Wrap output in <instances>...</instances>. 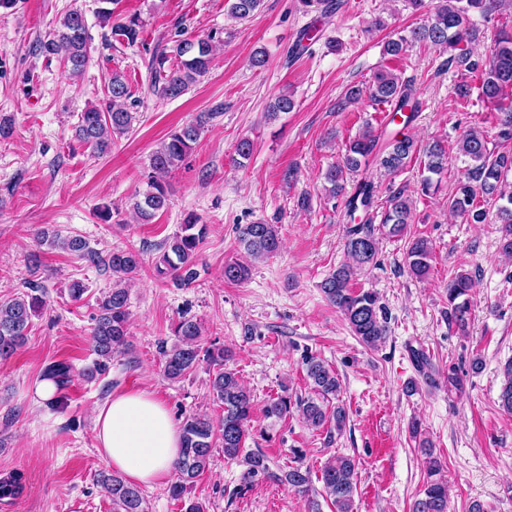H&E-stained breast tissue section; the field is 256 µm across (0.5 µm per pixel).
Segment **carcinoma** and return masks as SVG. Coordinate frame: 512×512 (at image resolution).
Returning <instances> with one entry per match:
<instances>
[{"label": "carcinoma", "instance_id": "carcinoma-1", "mask_svg": "<svg viewBox=\"0 0 512 512\" xmlns=\"http://www.w3.org/2000/svg\"><path fill=\"white\" fill-rule=\"evenodd\" d=\"M230 15L238 20L253 16L262 0H228ZM502 0H439L427 23L410 30V35L387 42L386 53L399 56L412 43H423L448 52V65L455 66L480 79L484 100L493 104L500 114L499 139L512 140V31L501 29L494 41L490 54L484 58L474 56L466 44L471 42L476 31L465 25L472 9L483 15L495 11ZM142 25L132 16L112 27L117 36L129 45L138 42ZM88 29L82 14L72 11L60 21L52 38L43 44L46 53L58 55L64 61L73 77L81 76L89 62L87 54ZM215 40L183 38L176 41L173 53L176 66L169 68L167 52L162 51L152 59L154 90L159 95L174 99L193 83L208 73L214 52ZM369 97L376 102L394 105V114L412 120L421 109L416 89L391 70H380L369 85ZM129 87L125 78L112 74L108 85V98L99 107H92L80 113L75 126L76 139L90 148L93 154L103 157L112 149L114 139L126 134L132 125L133 114L125 107ZM213 113L202 112L195 121L173 131L157 148L150 158L153 175L148 189L142 197L133 198L131 206L141 220L150 222L155 215L168 208L169 190L159 176L170 172L194 149L205 124ZM459 153L471 161L466 174L456 183L453 194L448 198V207L468 224H486L490 211L479 204L478 198L488 201H502L498 205L495 220L503 225L500 250L512 256V192L504 193L503 184L512 172V151L496 150L489 147L487 136L481 131L470 129L458 143ZM415 157L420 158L422 177L421 194L428 196L439 189V180L445 171L448 147L440 141L422 146L412 138L394 136L386 143H380V135L371 126L354 138L346 148L342 161L330 166L324 179L325 191L332 199L343 197L346 213L355 219L359 210L369 212L374 204V184L362 179L353 192L345 194L344 173L359 171L373 163L388 173L403 170ZM412 223L411 202L405 191L393 193L389 207L382 212L377 225L350 224L346 228L344 247L349 263L329 274L320 288L326 300L344 315L353 334L369 348L382 343L388 333V315L373 291L354 293L350 281L358 272L377 265L380 241L385 238L401 237ZM207 233V225L191 213L184 217L180 232L168 242L163 255L164 267L158 273L172 275L180 286L191 285L196 277V257L199 245ZM238 240L244 251L251 257L264 258L275 254L280 248V238L274 224L256 222L239 228ZM40 244L59 248L85 260L87 265L110 272L117 281L99 299L92 331L97 360L83 369L82 375L92 378L105 372L112 356L127 343L129 312L128 290L122 282L132 279L141 266L140 254L131 249H118L103 255L89 248L80 235L63 236L57 231L41 232ZM432 247L424 238L411 242L407 252L409 272L417 278L427 275L430 269ZM249 276L247 265L233 261L224 265V280L232 283L245 281ZM474 286V280L467 273H459L448 281V322L463 331L470 312L466 299ZM45 305L44 290L30 287V292L7 300H0V360L11 357L23 345L32 317ZM177 342L163 350V373L171 379L182 378L193 370L201 360L213 365L210 387L214 398L224 406V417L219 426L197 414L184 416L181 424L182 448L175 462L177 480L170 486L172 497L179 499L195 479L209 468L219 436L224 458L244 459L246 469L243 483L251 485L259 480H275L294 491L306 493L310 487V472L300 465L291 466L279 474L271 471L267 458L260 452L244 451V444L254 410L253 398L240 383L236 372L224 363V350L213 352L201 350L199 336L201 328L191 318H182L174 328ZM306 375L311 381L313 395L296 401V409L311 426L320 428L328 423L341 430L347 413L344 407H329V399L340 389L336 373L318 357L307 354L303 358ZM43 378L54 381L58 389L68 386L73 378V367L65 361L48 365ZM499 403L507 413H512V363L504 369V383L499 394ZM291 412L288 397H276L264 407L268 418L282 419ZM440 464L429 460L428 478L421 494L412 504L411 512H448V484L439 478ZM22 477L10 474L0 479V496H12L21 489ZM321 481L326 496L336 512H354L357 494V465L349 456H338L322 469ZM98 484L112 502V512H147L146 502L138 488L122 476L111 471H102Z\"/></svg>", "mask_w": 512, "mask_h": 512}]
</instances>
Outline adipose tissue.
I'll use <instances>...</instances> for the list:
<instances>
[{
    "mask_svg": "<svg viewBox=\"0 0 512 512\" xmlns=\"http://www.w3.org/2000/svg\"><path fill=\"white\" fill-rule=\"evenodd\" d=\"M101 457L129 482L164 483L181 451L179 429L165 403L137 390L110 396L94 413Z\"/></svg>",
    "mask_w": 512,
    "mask_h": 512,
    "instance_id": "ef3b65f1",
    "label": "adipose tissue"
}]
</instances>
